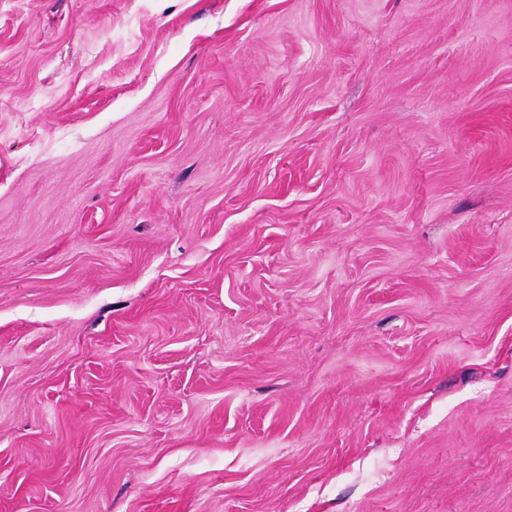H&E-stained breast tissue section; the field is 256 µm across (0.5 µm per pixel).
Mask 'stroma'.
I'll return each mask as SVG.
<instances>
[{
	"instance_id": "35a3bbf8",
	"label": "stroma",
	"mask_w": 512,
	"mask_h": 512,
	"mask_svg": "<svg viewBox=\"0 0 512 512\" xmlns=\"http://www.w3.org/2000/svg\"><path fill=\"white\" fill-rule=\"evenodd\" d=\"M0 512H512V0H0Z\"/></svg>"
}]
</instances>
